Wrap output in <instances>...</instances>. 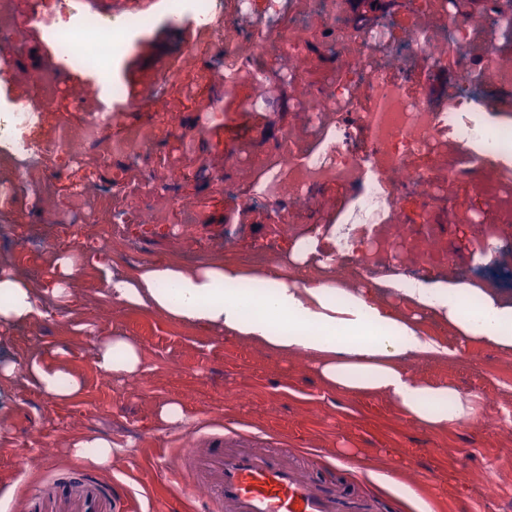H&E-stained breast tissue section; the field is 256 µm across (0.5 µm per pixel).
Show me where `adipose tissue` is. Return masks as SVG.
Wrapping results in <instances>:
<instances>
[{
  "label": "adipose tissue",
  "mask_w": 512,
  "mask_h": 512,
  "mask_svg": "<svg viewBox=\"0 0 512 512\" xmlns=\"http://www.w3.org/2000/svg\"><path fill=\"white\" fill-rule=\"evenodd\" d=\"M310 252L306 241L295 243L293 260L302 267L297 275L280 266L256 271L232 262L201 270L149 263L131 273L107 274L105 287L117 305L157 312L286 358L305 357L329 390L388 397L425 430L446 432L475 420L480 413L475 395L419 376L410 362L445 361L472 341L512 354V302L471 285L393 281L398 296L431 311L452 332L448 339L431 336L418 316L383 300L376 289L339 286L332 257L320 261L319 272H310L305 267ZM83 260V255L59 250L48 276L37 285L1 269L0 327L39 316V298L69 303ZM96 363L112 379L125 381L142 370V348L133 337L115 333L98 344ZM20 373L59 403L83 389L63 355L52 364L37 356L21 367L0 364V388Z\"/></svg>",
  "instance_id": "ef3b65f1"
}]
</instances>
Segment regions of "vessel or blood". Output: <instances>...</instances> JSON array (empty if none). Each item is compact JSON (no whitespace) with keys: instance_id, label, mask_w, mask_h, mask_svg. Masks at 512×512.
<instances>
[{"instance_id":"vessel-or-blood-1","label":"vessel or blood","mask_w":512,"mask_h":512,"mask_svg":"<svg viewBox=\"0 0 512 512\" xmlns=\"http://www.w3.org/2000/svg\"><path fill=\"white\" fill-rule=\"evenodd\" d=\"M181 456L194 485L205 486L211 512H374L371 498L319 482L291 449L256 447L244 431L210 437L206 448ZM50 494L71 512H112L111 491L88 477L55 484Z\"/></svg>"}]
</instances>
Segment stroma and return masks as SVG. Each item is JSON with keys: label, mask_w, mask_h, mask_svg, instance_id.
Returning a JSON list of instances; mask_svg holds the SVG:
<instances>
[{"label": "stroma", "mask_w": 512, "mask_h": 512, "mask_svg": "<svg viewBox=\"0 0 512 512\" xmlns=\"http://www.w3.org/2000/svg\"><path fill=\"white\" fill-rule=\"evenodd\" d=\"M224 28L238 41L254 30L308 27L309 48L302 56L299 81L271 78L264 110L250 111L246 81L226 85L220 48L205 44L195 23L170 24L168 0H137L120 17L136 28L121 49L115 79L124 90L112 102V122L87 143L78 163L64 154L37 156L14 168L0 163V264L38 283L49 273L51 257L35 249L53 231L56 217L67 215L84 229L63 239L70 251L94 245L107 252L106 268L82 266L68 310L41 303L42 317L0 329V363L25 361L38 352L51 361L68 353L83 391L67 404L57 403L25 381L0 392V512H23L25 493L79 475L116 487L127 502L123 512H196L197 495L185 494L182 479L166 466L191 439L222 428L250 431L263 447L289 446L322 460L325 479L351 482L387 512L389 497H399L401 512H512V355L471 342L445 364L426 363L417 371L434 382H448L479 398L480 416L448 432L416 426L388 398L350 397L329 392L310 364L263 352L248 343L219 339L145 311L113 305L105 273H122L168 260L191 269L217 261L248 264L273 250L291 261L295 226L312 235L315 254L331 251L336 213L348 191L330 184L314 192L309 204L273 206L253 200L256 172L252 159L275 151L287 128H299L304 114L297 98L336 72L326 37L327 24L307 23L301 0H249L247 13L233 0H217ZM400 0L387 11H371L350 0L348 18L365 25L391 27L397 39L408 30ZM460 17L479 27L499 56L512 61V28L489 13L480 0H459ZM64 18L54 0H11L0 21V104H31L40 98L38 78L54 61L48 27ZM187 57L174 67L173 56ZM104 67H73L45 101L31 136L36 142L57 137L62 128L80 129L98 110V98L75 101L73 91L96 85ZM157 128L156 138L138 155L116 151L128 128ZM244 149L245 157L229 154ZM480 174L448 185V198L427 202L406 194L403 222L436 227L456 266L469 276H502L504 298L512 300V225L495 223L490 203L476 193ZM92 184L85 200L77 187ZM471 200L483 210L481 224H454L448 203ZM131 242L123 253H108L115 228ZM360 249L335 260L334 272L356 283L362 271ZM418 271L422 281L448 282L445 268L417 269L413 255L386 266L374 278L380 294L391 298V279ZM137 339L146 370L118 382L96 364L99 339L112 333ZM37 337L30 347L28 337ZM245 400H238V393ZM180 402L189 425H156V407ZM88 435L108 437L122 446L111 468L97 469L71 460L70 443Z\"/></svg>", "instance_id": "35a3bbf8"}]
</instances>
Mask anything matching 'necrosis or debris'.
<instances>
[{
    "label": "necrosis or debris",
    "instance_id": "necrosis-or-debris-1",
    "mask_svg": "<svg viewBox=\"0 0 512 512\" xmlns=\"http://www.w3.org/2000/svg\"><path fill=\"white\" fill-rule=\"evenodd\" d=\"M169 4L172 22L194 17L211 43L223 45L227 61L239 60L241 46L224 42L220 16L212 0H169ZM346 12L347 0H320L316 18L329 25V40L336 47L342 76L328 79L299 100L298 109L306 117L303 129L286 130L285 149L257 162L253 196L271 205L305 204L322 186L333 183L345 187L352 192L353 201L349 223L336 227L337 252L351 248L360 225L382 224L387 228L385 240L366 250V274L379 275L383 261L393 260L402 252L413 253L426 265H448V252L439 236L396 223L395 215L402 189L414 188L433 199L459 173L452 169L437 177L431 168L412 166L411 159L432 154L434 146L443 144L451 132L457 139L477 145V152L469 159L470 170L482 169L489 158L512 160V126H486L467 117L479 101L474 69L457 57L453 47L470 40L473 31L456 14L452 0H412L404 47L406 56L424 68L454 70L456 90L441 100L421 92L409 93L404 76H393L387 69L375 67L376 53L391 52L395 45L389 28L343 22ZM433 16L440 18L448 32L447 40L440 44L421 29ZM128 30L125 24L105 30L96 18L79 15L70 27L50 30L49 37L61 65L83 66L92 48L106 42L116 48L122 46ZM306 36L303 28L275 33L274 40L280 46L275 68L250 73L249 108L265 107L271 73H278L288 82L296 77ZM38 112L35 106H14L0 121V147L6 149L8 160L23 162L58 150L70 162H78L83 145L96 139L112 119L111 113H95L80 135L39 144L30 138ZM351 124L367 133L366 152L355 151L346 141L344 131Z\"/></svg>",
    "mask_w": 512,
    "mask_h": 512
}]
</instances>
